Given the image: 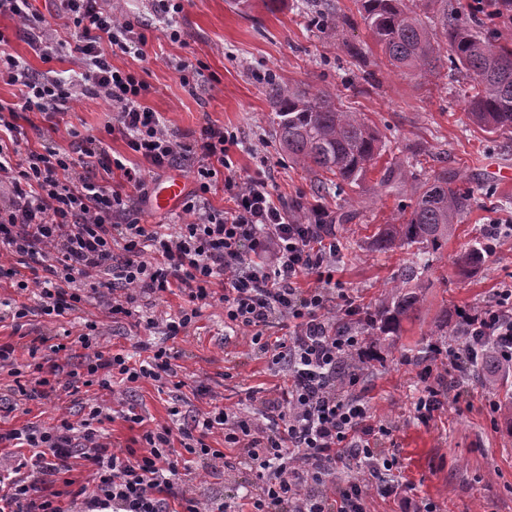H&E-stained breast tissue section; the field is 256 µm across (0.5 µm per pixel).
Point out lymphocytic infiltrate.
<instances>
[{"mask_svg": "<svg viewBox=\"0 0 512 512\" xmlns=\"http://www.w3.org/2000/svg\"><path fill=\"white\" fill-rule=\"evenodd\" d=\"M17 19L43 62L69 53L81 63L71 79L33 74L27 63L0 48V82L18 87L14 103L0 102V248L30 259L31 278L0 264V280L14 281L25 291L36 286L37 305L13 307V322L31 312L54 320L81 309L88 299L109 292L112 316H132L136 296L179 291L188 304L146 326L173 339L187 333L202 307L220 302L224 326L249 336L273 364L288 371V385L257 416L223 408L192 415L145 431L143 451L112 445L96 428L101 407L74 425L63 418L51 426L30 423L0 432V445L29 449L14 461L0 456V512H63L45 493L47 477L67 474L74 460L88 462L90 485L72 493L75 512H170L178 501L182 512H200L179 479L185 457L226 463L224 448L240 451L239 464L254 479L243 498L249 512H368L370 492L388 496L386 479L397 464L388 442L390 427L378 424L368 407L354 396L367 354L368 340L352 328L359 314L345 302L339 319L329 316V295L336 274L335 225L325 223L323 208L301 220L288 219L276 205L265 177L239 180L232 174L228 151L234 135L203 119L191 139L170 132L159 113L147 106V82L114 68L112 55L131 54L147 60V39L138 22L116 20L100 0H53L48 12L33 0H0V15ZM66 19L68 39L55 38L58 19ZM102 99L112 112L103 134H85L70 126L74 147H57L50 130L37 129V147H30L18 119L24 112L67 115L79 95ZM119 135L133 156L124 163L112 154L109 136ZM185 165L193 169L195 186L187 192L180 223L162 232L155 225L127 220L131 192L147 194L150 175ZM121 184H113V171ZM223 191L230 206L217 209L210 197ZM314 287L301 288L303 279ZM222 280L224 292L212 284ZM460 342L434 345V362L420 374L414 402L419 420L434 418L443 402L435 387L443 373L473 365L474 343L493 342L498 357L512 364V286L499 289L494 301L478 310L461 311ZM288 323L286 338L272 340L276 320ZM98 324L86 319L78 336L85 353L77 368L34 364L32 385L20 383L16 349L0 343V369H8L18 399L47 397L55 379L67 375L66 386L107 389L120 382H163L175 377L169 348L142 344L145 356L104 350L97 345ZM224 433L223 449L210 447L207 435ZM357 466L361 475L345 476Z\"/></svg>", "mask_w": 512, "mask_h": 512, "instance_id": "lymphocytic-infiltrate-1", "label": "lymphocytic infiltrate"}]
</instances>
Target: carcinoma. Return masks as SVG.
Listing matches in <instances>:
<instances>
[{"mask_svg": "<svg viewBox=\"0 0 512 512\" xmlns=\"http://www.w3.org/2000/svg\"><path fill=\"white\" fill-rule=\"evenodd\" d=\"M434 21H425L429 0H357L358 12L381 48L387 65L413 71L426 80L440 75L443 45L448 60L472 76L465 103L472 121L489 134L512 137V45L502 44L488 29L512 22V0H481L471 9L472 18L463 22L446 2ZM272 103L274 132L280 148L297 165L315 176L320 186L336 184L361 187L367 174L387 151L386 136L363 112H352L333 91L315 93L273 83L266 90ZM422 164L418 156L388 161L378 185L397 189L410 185L411 203L394 223L376 234L381 249L416 248L402 280L390 285L391 302L386 304L383 324L373 332L380 344L394 334L402 321L423 302L417 282L423 256L448 243L461 215L471 201L470 191L456 185L442 169L419 180L413 169ZM485 262L484 253L472 249L457 264L464 273ZM476 371L491 388L498 382L500 366L490 355L480 356Z\"/></svg>", "mask_w": 512, "mask_h": 512, "instance_id": "cac0c4a2", "label": "carcinoma"}]
</instances>
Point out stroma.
<instances>
[{
  "mask_svg": "<svg viewBox=\"0 0 512 512\" xmlns=\"http://www.w3.org/2000/svg\"><path fill=\"white\" fill-rule=\"evenodd\" d=\"M329 4L337 16L350 18V25L333 30L315 27L307 0L260 4L248 14L235 10L230 0H187L177 18L182 39L173 42L162 34L157 0H105L113 14L139 21L147 36V61L119 54L112 64L150 84L148 104L175 134L197 131L206 115L234 132L238 144L230 156L237 176L263 174L275 201L289 215L303 216L320 205L343 245L336 278L365 312L381 309L385 290L412 261L411 250L384 251L372 240L376 227L390 222L408 204L410 193L316 188L313 176L278 150L266 83L335 91L345 105L365 113L386 135L391 152L407 156L428 149L429 169H447L458 186L470 189L469 210L443 249L429 257L422 275L423 305L403 320L392 346L377 347L355 389L378 421L393 425L394 452L405 481L396 496H371L368 508L399 512L401 498L408 496L433 504L437 512H512V433L489 409L490 390L472 373L455 372L441 382L444 406L433 420L420 423L412 409L418 374L430 362L431 347L441 340L437 327L457 329L459 310L484 307L498 288L512 285V238L497 244L477 274H462L456 264L459 256L481 245L488 225H512V187L497 186L488 171L493 163L512 167V139L489 136L471 121L461 95L470 82L465 74L426 82L414 74L394 72L385 66L356 0ZM0 30L10 39L8 52L25 60L31 71L51 69L64 77L79 71V61L66 54L43 62L15 20L0 16ZM184 61L198 64V72L182 77L178 67ZM91 311L99 322L101 346L132 354L149 337L136 318L112 319L107 308L96 304ZM80 329L75 315L57 322L35 317L18 332L6 321L0 323V341L15 344L23 366L31 361L30 338L41 334L63 336L68 356L78 357ZM441 341L450 345L454 339ZM173 346L181 389L151 381L139 383L130 393L121 386L111 391L83 386L77 394L60 389L25 406L16 405L10 396L0 401V430L29 422L50 425L62 417L78 424L87 419L90 406L98 405L108 415L100 431L115 444L138 449L145 430L168 422L171 406L185 413L216 404L231 412L252 411L285 381L282 369L254 351L249 337H225L224 307L219 303L204 308L196 329L175 339ZM200 384L206 395L196 393ZM128 408L141 414L144 424L119 418V411ZM249 478L240 468L209 470L198 462L192 463L188 476L191 495L204 504L240 497Z\"/></svg>",
  "mask_w": 512,
  "mask_h": 512,
  "instance_id": "stroma-1",
  "label": "stroma"
}]
</instances>
